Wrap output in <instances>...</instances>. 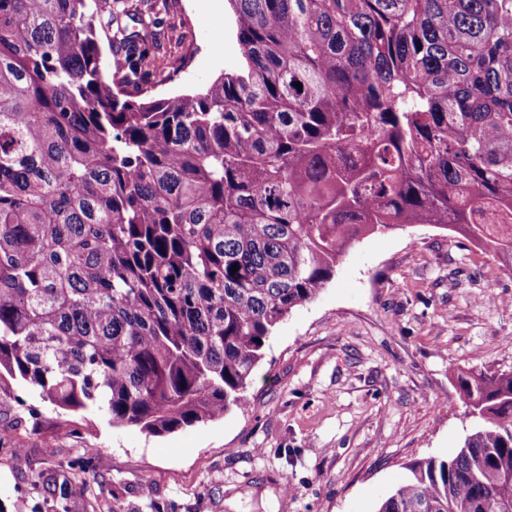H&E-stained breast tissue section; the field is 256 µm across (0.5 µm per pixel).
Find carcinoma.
Instances as JSON below:
<instances>
[{
	"label": "carcinoma",
	"mask_w": 512,
	"mask_h": 512,
	"mask_svg": "<svg viewBox=\"0 0 512 512\" xmlns=\"http://www.w3.org/2000/svg\"><path fill=\"white\" fill-rule=\"evenodd\" d=\"M228 2L244 68L158 96L98 36L138 84L155 16L0 0V371L56 408H244L277 325L401 224L512 274V0ZM456 381L475 431L377 512H512V371Z\"/></svg>",
	"instance_id": "obj_1"
}]
</instances>
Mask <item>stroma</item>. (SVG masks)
Returning a JSON list of instances; mask_svg holds the SVG:
<instances>
[{
    "label": "stroma",
    "mask_w": 512,
    "mask_h": 512,
    "mask_svg": "<svg viewBox=\"0 0 512 512\" xmlns=\"http://www.w3.org/2000/svg\"><path fill=\"white\" fill-rule=\"evenodd\" d=\"M243 62L229 5L167 0L145 75L156 95L201 92ZM472 366L512 370V278L430 224L374 233L278 324L223 418L154 436L0 377V512H375L474 431L453 377Z\"/></svg>",
    "instance_id": "1"
}]
</instances>
